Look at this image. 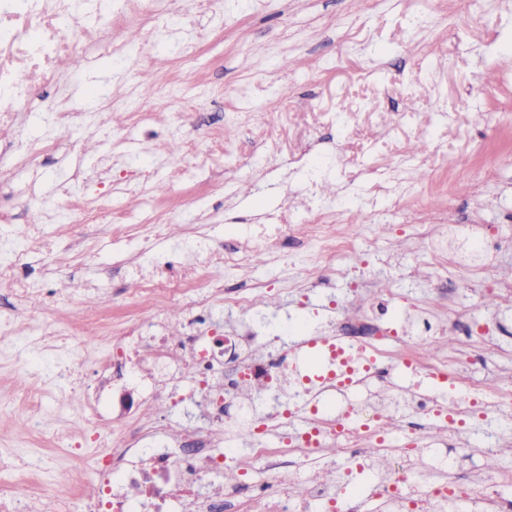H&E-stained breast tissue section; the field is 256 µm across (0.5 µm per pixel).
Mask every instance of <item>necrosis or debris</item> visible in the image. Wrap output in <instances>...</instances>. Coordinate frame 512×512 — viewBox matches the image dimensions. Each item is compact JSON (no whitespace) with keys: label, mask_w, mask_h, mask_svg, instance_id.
<instances>
[{"label":"necrosis or debris","mask_w":512,"mask_h":512,"mask_svg":"<svg viewBox=\"0 0 512 512\" xmlns=\"http://www.w3.org/2000/svg\"><path fill=\"white\" fill-rule=\"evenodd\" d=\"M164 2L123 0L116 12L112 0H0V127H13L34 99L48 95L59 127L81 125L82 112L59 88V59L89 44L101 53L123 54L113 29L158 18ZM295 230L308 262L323 266L331 280L350 282L349 262L375 246L371 240L360 245L341 235L324 237L313 221ZM452 231L487 255L512 246L511 224H418L414 236L436 245ZM138 284L149 310L118 335H103L94 314L78 327L79 335L102 348L90 367L95 386L83 395L82 420L90 428L101 419L118 425L83 512H363L360 494L349 486L356 473L394 512H512V496L503 491L512 476L499 466H483L472 477L459 473L475 433H483L490 449L512 438V428L494 420L495 413L512 408V389L490 395L481 380L464 373L501 350L478 321H466L457 344L439 347L438 332L427 322L411 337L371 307L343 317L332 338L362 354L364 362L355 385L337 388L328 380L300 379L296 347L273 344L257 329L239 336L160 334L157 325L175 291L152 272L141 274ZM263 301L258 288L229 296L219 287L186 298L184 306L191 323L203 324L215 304L246 311ZM409 371L431 380V390L408 392L400 407L366 396L371 383L392 386ZM51 397L43 384H31L12 400L16 422L28 433H41L38 412ZM187 398L202 407L206 424L184 436L171 438L158 419L134 426L128 421L133 407ZM394 417L401 428L386 433ZM436 424L450 449L425 463L426 431ZM228 431L241 438L245 453L224 447ZM330 447L338 450L333 485L306 469L288 476L289 464L322 461ZM377 452L389 459L386 471L375 467ZM230 467L237 473L232 483L224 480ZM0 512H72V503L52 489L22 483L0 497Z\"/></svg>","instance_id":"4bbe7bcc"}]
</instances>
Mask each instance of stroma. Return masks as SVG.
I'll use <instances>...</instances> for the list:
<instances>
[{"label": "stroma", "mask_w": 512, "mask_h": 512, "mask_svg": "<svg viewBox=\"0 0 512 512\" xmlns=\"http://www.w3.org/2000/svg\"><path fill=\"white\" fill-rule=\"evenodd\" d=\"M126 61L85 55L63 70L71 103L85 124L62 130L44 102L27 124L28 141L65 137L56 154L34 161L38 187L0 172V208L12 219L0 250L33 282L55 292L41 306V331L73 327L90 311L106 324L136 318L147 304L134 292L135 265L171 262L170 281L205 292L262 286V312L275 325L323 334L345 311L343 282L304 263L303 244L266 254L246 273L207 270L179 253L200 241L208 253L246 244L256 224H303L320 213L326 225L350 224L367 201L384 208L385 236L355 262L352 275L374 294L421 300L451 281L450 301L434 303L432 324L452 310L486 318L473 279L448 270H412L414 224L512 222V0H180L152 42H129ZM166 48L167 63L137 70L139 52ZM294 58V69L280 61ZM154 93L141 95L142 84ZM112 97H99L103 89ZM486 119L473 124V109ZM185 111L182 129L171 115ZM235 126L233 139L224 130ZM428 130L417 156L409 144ZM183 143L172 154V140ZM67 211L75 222L27 232L32 211ZM164 215L147 239L111 242V225ZM107 304H100V297ZM47 351H18L0 342V398L74 366ZM111 428L58 444L20 435L0 415V453L32 461L35 483L48 487L79 468L80 496L94 489V470ZM18 472V479H26Z\"/></svg>", "instance_id": "stroma-1"}]
</instances>
